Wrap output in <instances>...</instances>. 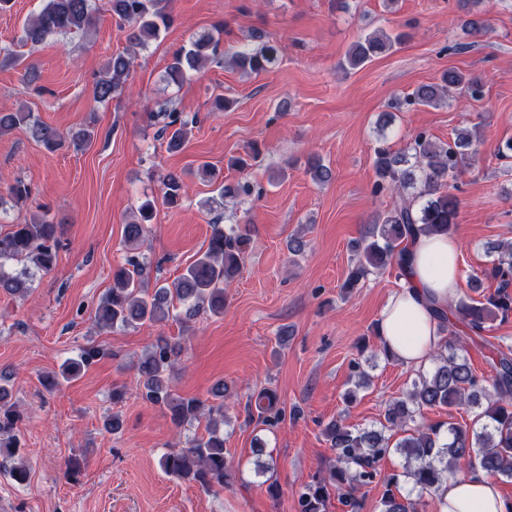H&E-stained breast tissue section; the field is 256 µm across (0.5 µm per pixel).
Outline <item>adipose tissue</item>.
I'll return each instance as SVG.
<instances>
[{"instance_id":"obj_1","label":"adipose tissue","mask_w":512,"mask_h":512,"mask_svg":"<svg viewBox=\"0 0 512 512\" xmlns=\"http://www.w3.org/2000/svg\"><path fill=\"white\" fill-rule=\"evenodd\" d=\"M409 254L400 288L379 318V343L400 362L424 366L441 341L434 311L458 299L459 242L440 234H418ZM436 512H512V498L498 481L469 473L445 481L433 494Z\"/></svg>"}]
</instances>
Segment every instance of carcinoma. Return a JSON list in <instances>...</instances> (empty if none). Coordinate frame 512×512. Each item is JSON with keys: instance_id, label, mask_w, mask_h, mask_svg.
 Segmentation results:
<instances>
[{"instance_id": "carcinoma-1", "label": "carcinoma", "mask_w": 512, "mask_h": 512, "mask_svg": "<svg viewBox=\"0 0 512 512\" xmlns=\"http://www.w3.org/2000/svg\"><path fill=\"white\" fill-rule=\"evenodd\" d=\"M109 3L112 16L119 26L128 27L127 39L135 46H147L172 23L169 10L160 5V0H109ZM96 22L91 0H45L41 10L23 26L20 42L35 47L54 35L86 32ZM404 38L402 33L369 34L352 45L345 55V64L351 69L358 68L401 44ZM217 46L213 36L202 35L175 50L165 68L167 81L178 85L192 71L208 64H222ZM278 55V45L268 40L235 51L231 62L247 74H261L277 62ZM132 63L128 53L109 58L93 86L95 102L108 103L125 89ZM453 90L471 98L481 94L478 80L450 70L442 75L441 83L420 85L397 105L433 106ZM164 118L161 135L166 139L167 150L177 152L190 140L198 117L173 108L164 112ZM21 125L28 126L33 139L50 153L65 146L80 150L94 137L92 127L65 135L33 119L29 112L0 109V135ZM475 155L473 135L468 129L459 130L453 141L442 144L420 131L413 136L406 153L394 152L385 139L378 140L373 148V194L392 192L397 201L377 216L369 231L354 242L357 260L349 268L342 285L344 291L359 287L374 273L388 270L402 276L407 242L417 233H453L458 202L449 192L450 183L472 167ZM307 174L316 183L327 182L332 177L331 170L317 159L308 163ZM184 176L183 172L169 171L161 177L166 205L181 204L187 192ZM8 192L16 204L25 205L32 200V187L22 179L16 180ZM258 194L260 190L246 177L234 183L221 182L218 186L221 199L246 200ZM154 210L153 200H143L137 207L138 216L124 226V243L128 247L125 261L112 271V288L94 312V320L101 328L156 325L171 319L186 325L201 312L224 314V288L241 271L251 242L249 228L241 224L213 225L207 250L171 283L151 290L145 257L134 245L150 232ZM50 212L44 206L30 221L0 231L1 291L24 297L32 288L29 271L9 272L4 268L8 261L26 262L39 271H49L55 265L63 225ZM487 254L490 266L482 275L469 278L470 293L448 305V311L437 313L443 342L431 355L434 368L419 371L412 389L388 405L380 428L356 429L340 419H332L325 425L323 435L336 453V465L301 488L298 512H326L333 493L341 496L348 512H359L360 502L354 492L376 479L379 462L393 450L405 457L404 476L422 493L456 475L463 464L471 471L481 470L496 479L512 480V352L484 337L488 324L512 317V241L500 240L488 245ZM488 278L498 282L492 293L483 289V280ZM456 320L465 329L454 330ZM471 346L481 352L488 351L492 376L481 378L476 374L468 355ZM182 350L179 340L157 337L136 365L140 391L144 400L166 411L176 426L207 419L206 434L189 441L184 448L164 453L160 466L172 477L210 490L224 486L227 479L221 426L228 386L217 382L207 400L179 395L172 375ZM101 354L103 350L98 347L84 349L80 360L62 367L61 378L44 377V386L54 388L62 379L77 377L83 364ZM459 406L475 411L472 425L424 420L423 410L427 408L451 410ZM247 412L249 417L255 416L267 425L279 422L283 414L278 408L277 395L269 390L259 392L254 401L248 402ZM17 423L14 411L0 406L1 455H14L19 445ZM387 430H395L401 437L393 443L385 435ZM380 505L381 512H417L416 503L399 493L393 477L386 480Z\"/></svg>"}]
</instances>
